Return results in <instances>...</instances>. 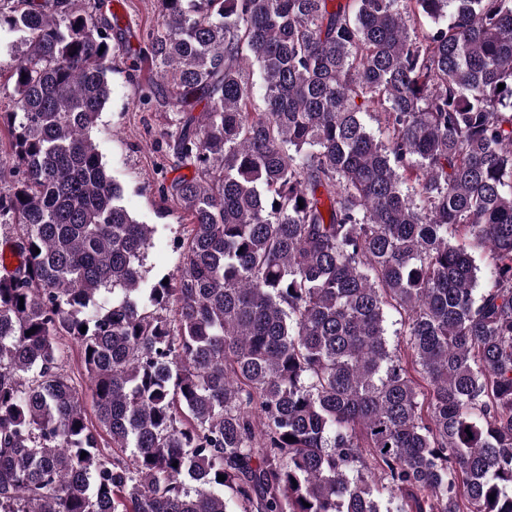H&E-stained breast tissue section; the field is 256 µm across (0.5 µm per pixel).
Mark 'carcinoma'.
<instances>
[{
  "label": "carcinoma",
  "instance_id": "1",
  "mask_svg": "<svg viewBox=\"0 0 512 512\" xmlns=\"http://www.w3.org/2000/svg\"><path fill=\"white\" fill-rule=\"evenodd\" d=\"M159 6L191 230L143 288L112 20L0 0V512H512V0Z\"/></svg>",
  "mask_w": 512,
  "mask_h": 512
}]
</instances>
